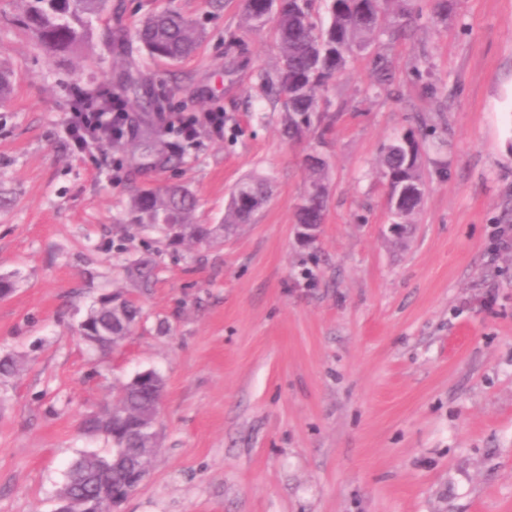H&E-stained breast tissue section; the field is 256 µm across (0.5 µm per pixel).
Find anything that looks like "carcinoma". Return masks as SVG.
<instances>
[{
  "mask_svg": "<svg viewBox=\"0 0 512 512\" xmlns=\"http://www.w3.org/2000/svg\"><path fill=\"white\" fill-rule=\"evenodd\" d=\"M327 20L317 15V0H244L246 24L263 28L272 24L278 68L272 76L261 79L266 95L281 105L285 112L284 133L301 140L317 131L328 132L333 117L319 109L318 101L329 82L342 75L349 59L373 43L382 34V21L389 15H408V0H325ZM18 13L10 22L21 29L34 47L48 58L78 56L94 40L96 22L108 13L116 22L102 34L107 47L122 30V6L112 0H17ZM137 43L152 58L179 62L195 52L202 38L191 20L174 10L154 12L142 21L133 34ZM116 94L141 108H152V101L139 100L140 80L132 73L118 80ZM420 142L410 131L390 141L380 162L381 175L395 191L412 190L404 200L403 223L421 206L424 186L419 174ZM308 212L296 214L299 224H318L323 218L328 194L327 164L305 167ZM268 198V183L263 177H250L240 182L221 224H198L195 221L196 199L184 185L139 188L130 199L124 224H140L158 231L169 243H204L209 247L224 242L241 224H249ZM155 261L143 257L127 267L129 279L147 284ZM139 318V310L125 304L111 307L93 306L89 321L93 336L88 343L102 351L116 347L128 335L130 325ZM105 328L115 336L113 343L98 337ZM161 397V388L153 382L127 386L113 406L112 430L103 432L112 448L105 453L89 452L71 467L63 491L93 495L102 486L117 491L124 485L123 474L100 468L115 449L125 448L132 458L139 447L138 437L126 427L149 403Z\"/></svg>",
  "mask_w": 512,
  "mask_h": 512,
  "instance_id": "cac0c4a2",
  "label": "carcinoma"
}]
</instances>
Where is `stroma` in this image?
Returning a JSON list of instances; mask_svg holds the SVG:
<instances>
[{
	"instance_id": "stroma-1",
	"label": "stroma",
	"mask_w": 512,
	"mask_h": 512,
	"mask_svg": "<svg viewBox=\"0 0 512 512\" xmlns=\"http://www.w3.org/2000/svg\"><path fill=\"white\" fill-rule=\"evenodd\" d=\"M134 29L180 11L202 33L169 63L131 49L143 96L130 108L153 153L125 145L89 158L65 131L74 95L109 90L101 41L55 62L3 23L0 62L13 71L0 103V512H55L70 465L105 451L84 419L137 373L164 382L158 450L119 512H512V0H410L324 93L337 114L326 139L292 141L262 92L273 70L269 28L242 0H122ZM391 78L374 88L378 56ZM224 114V136L176 149L174 112ZM426 122L424 201L394 240L379 174L385 144ZM328 162V202L313 245L298 237L304 159ZM270 181L253 223L220 248L173 249L124 223L145 183H181L200 224L224 217L231 190ZM153 252L141 288L125 265ZM143 318L109 355L78 325L106 292Z\"/></svg>"
}]
</instances>
